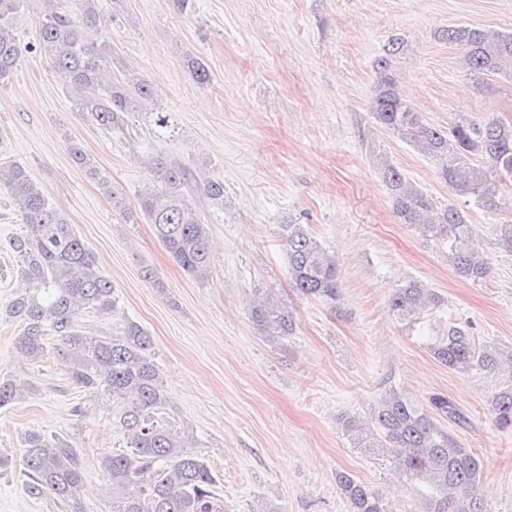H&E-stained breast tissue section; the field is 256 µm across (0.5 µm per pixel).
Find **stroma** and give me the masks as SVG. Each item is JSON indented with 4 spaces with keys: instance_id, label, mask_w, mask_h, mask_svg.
<instances>
[{
    "instance_id": "stroma-1",
    "label": "stroma",
    "mask_w": 512,
    "mask_h": 512,
    "mask_svg": "<svg viewBox=\"0 0 512 512\" xmlns=\"http://www.w3.org/2000/svg\"><path fill=\"white\" fill-rule=\"evenodd\" d=\"M93 45L111 63L106 79L150 82L177 112L183 134L161 148L176 160L206 161L224 183V207L197 205L212 221L213 276L183 272L146 223L129 224L73 163L69 144L92 154L130 207L150 185L143 161L157 148L148 134L131 142L107 134L68 93L41 57L26 55L0 88V155L25 165L75 232L98 255L117 309L89 315L87 328L133 320L154 339L155 358L177 420L194 433L220 479L224 512H348L337 471L385 497L394 512H415L392 459L351 447L341 416L368 417L395 390L416 406L440 393L470 418L458 438L484 459L480 489L487 512H512V432L497 429L490 401L508 374L449 370L431 346L452 324L478 340L512 348V254L494 240L512 219V185L496 213L466 210L491 266L475 283L457 276L445 244L399 223L377 170L386 154L438 203L454 196L433 160L373 127V62L389 39L404 38L399 87L427 123L495 115L512 120V80L466 71L458 46L437 32L466 23L512 30V0H100ZM212 73L199 85L185 53ZM311 225L336 255V311L295 295L277 236L286 221ZM153 268L164 283L141 277ZM417 279L440 292L439 308L399 319L389 298ZM16 262L0 247V373L33 380L36 393L0 413V451L17 453L38 429L73 437L86 461L84 512H106L101 457L125 448L106 396L70 385L63 368L30 362L14 348L16 322L5 307L18 285ZM273 289L292 312L294 335L255 324L248 301ZM83 414H76L75 406ZM0 512H71L49 497L29 498L19 472L0 473Z\"/></svg>"
}]
</instances>
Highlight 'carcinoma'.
Returning <instances> with one entry per match:
<instances>
[{
  "label": "carcinoma",
  "mask_w": 512,
  "mask_h": 512,
  "mask_svg": "<svg viewBox=\"0 0 512 512\" xmlns=\"http://www.w3.org/2000/svg\"><path fill=\"white\" fill-rule=\"evenodd\" d=\"M26 2L0 0V87L11 81L25 53H38L73 94L74 109L90 113L100 128L122 133L129 118L137 116L160 143L181 135L178 116L157 99L146 80L126 77L99 87L109 61L82 38L84 27L101 22L98 0H42L38 39L23 46L14 20ZM437 37L463 49L467 70L512 78V31L460 24L439 30ZM403 47L401 38H392L374 60L373 123L435 160L438 179L451 193L496 211L500 184L512 182V122L493 116L482 121L464 118L447 129L425 123L400 92L395 64ZM184 65L198 84L210 83L203 59L188 54ZM70 152L74 163L110 197L112 208L126 212L125 197L110 176L78 146H70ZM376 163L399 222L448 244V259L459 277L485 281L490 265L465 210L452 203L437 204L386 156L376 155ZM147 169L152 188L140 198L139 216L152 225L190 277L209 280L211 227L197 211L194 197L201 194L222 206L224 182L162 151L150 158ZM0 190L11 198L22 226L4 242L16 258L22 282L6 306V314L19 326L15 348L33 363L56 360L69 383L107 395L119 405L115 420L126 448L99 462L112 493L108 512H224L219 481L198 450L193 432L172 415L152 336L130 320L109 333L83 327L84 316L105 317L116 309L115 288L102 273L96 253L22 164L0 158ZM496 237L499 248L512 254V221L496 225ZM279 238L292 288L336 309L341 285L336 256L326 242L310 225L293 221L279 225ZM389 302L399 317L411 319L440 306L443 298L412 280L394 289ZM249 306L259 326L279 337L293 333L290 312L267 290L253 289ZM432 353L454 371H506L512 376V349L490 341L478 343L463 326L449 327L448 336L433 344ZM35 390L31 380L0 377V412ZM491 413L498 428L512 431V384L494 394ZM445 420L458 426L466 423L462 411L441 394L430 397L424 409L392 390L368 420L342 418L341 430L351 447L396 458L404 481L417 496L418 512H487L479 491L483 462L442 425ZM21 442L18 455L0 454V471L17 470L25 476L23 489L29 497H51L81 512L85 462L73 438L31 430ZM336 486L350 512H390L381 494L348 473L336 475Z\"/></svg>",
  "instance_id": "cac0c4a2"
}]
</instances>
